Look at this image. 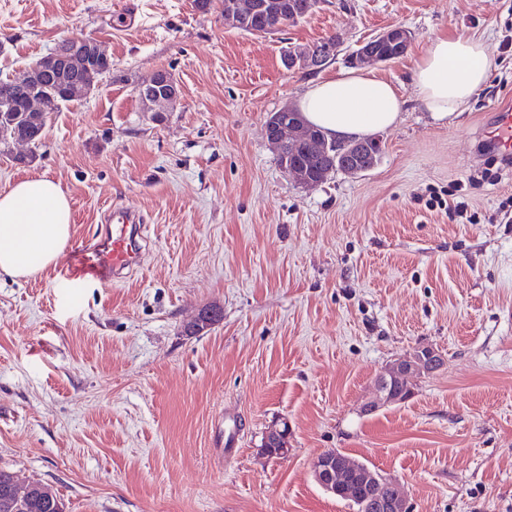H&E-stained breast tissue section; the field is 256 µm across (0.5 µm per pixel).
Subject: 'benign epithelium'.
<instances>
[{
	"label": "benign epithelium",
	"instance_id": "obj_1",
	"mask_svg": "<svg viewBox=\"0 0 512 512\" xmlns=\"http://www.w3.org/2000/svg\"><path fill=\"white\" fill-rule=\"evenodd\" d=\"M309 5L299 0H229L224 20L236 28L251 20H267L271 29L281 27V21L297 20L305 15ZM374 40L393 45L397 54L404 55L411 43V34L401 26L390 27ZM336 48L322 44L305 55L297 52L288 59L291 67H320L331 60ZM112 68V55L95 37H73L54 48L48 55L30 65L20 77H7L0 83V136L4 125L15 123V113L51 111L56 101H76L93 93ZM138 95L148 111L153 106L176 103L181 96L178 80L160 70L138 87ZM268 142L275 148L284 171L305 188L321 185L334 171L359 174L373 168L379 159L374 150V138L328 140L308 126L297 109L286 106L272 113L265 123ZM442 354L432 347H416L398 357L377 377L374 397L362 406V412L372 414L380 408L406 401L412 394V383L439 369ZM288 422L268 428L261 453L268 458L288 455ZM314 478L319 486L334 496L356 502L357 512H410L409 504L399 483L350 460L334 449L319 455L314 464ZM47 484L34 481L18 483L15 476L7 482V492L13 504L22 506L47 494Z\"/></svg>",
	"mask_w": 512,
	"mask_h": 512
}]
</instances>
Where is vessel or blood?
<instances>
[{"label": "vessel or blood", "mask_w": 512, "mask_h": 512, "mask_svg": "<svg viewBox=\"0 0 512 512\" xmlns=\"http://www.w3.org/2000/svg\"><path fill=\"white\" fill-rule=\"evenodd\" d=\"M488 150L512 156V105L503 104L481 131ZM142 216L132 207L112 211V228L103 238L72 250L64 267L65 279L81 284L95 282L111 287L122 275L140 265Z\"/></svg>", "instance_id": "obj_1"}]
</instances>
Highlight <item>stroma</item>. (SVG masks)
Returning <instances> with one entry per match:
<instances>
[{"label": "stroma", "mask_w": 512, "mask_h": 512, "mask_svg": "<svg viewBox=\"0 0 512 512\" xmlns=\"http://www.w3.org/2000/svg\"><path fill=\"white\" fill-rule=\"evenodd\" d=\"M122 2L0 0L2 74L66 37L112 55L111 78L53 113L39 148L0 153V190L59 182L71 248L104 232L112 205L145 219L141 267L112 287L70 284L58 265L0 276V469L51 485L65 512H353L313 477L335 448L403 484L411 512H512V169L474 180L479 133L512 101V0H320L266 38L193 0H140L141 26L117 30ZM395 25L411 44L374 71L405 105L377 134L378 163L301 187L267 118ZM331 35L335 60L285 66ZM457 35L483 39L497 67L440 124L412 71ZM161 69L182 95L158 118L137 88ZM208 307L221 319L192 333ZM421 346L443 366L363 414L379 374ZM283 419L290 452L267 458Z\"/></svg>", "instance_id": "1"}]
</instances>
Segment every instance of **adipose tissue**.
I'll return each instance as SVG.
<instances>
[{"label":"adipose tissue","instance_id":"adipose-tissue-1","mask_svg":"<svg viewBox=\"0 0 512 512\" xmlns=\"http://www.w3.org/2000/svg\"><path fill=\"white\" fill-rule=\"evenodd\" d=\"M493 65L482 39L436 38L415 64V94L433 121L446 122L467 108ZM298 106L328 138L347 139L394 127L402 99L374 72L351 69L310 82ZM71 224L70 201L50 178H25L0 191V275L27 278L55 264Z\"/></svg>","mask_w":512,"mask_h":512}]
</instances>
